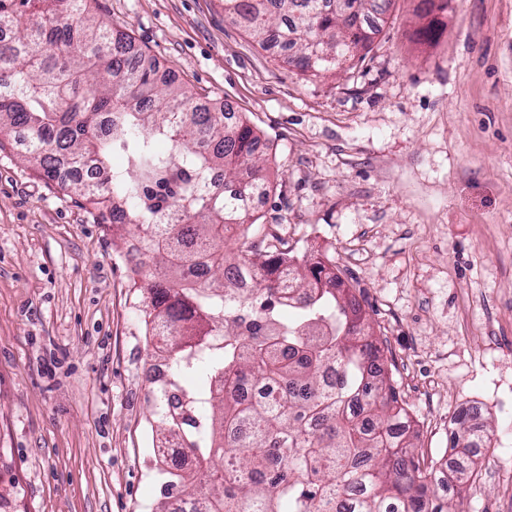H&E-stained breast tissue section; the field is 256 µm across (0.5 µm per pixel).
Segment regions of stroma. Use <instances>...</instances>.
I'll return each instance as SVG.
<instances>
[{"label": "stroma", "instance_id": "stroma-1", "mask_svg": "<svg viewBox=\"0 0 512 512\" xmlns=\"http://www.w3.org/2000/svg\"><path fill=\"white\" fill-rule=\"evenodd\" d=\"M160 79L246 117L276 231L354 288L425 467L456 458V411L490 424L512 470V0H394L365 60L309 77L260 48L224 0H97ZM113 231L0 147V512H157L163 442L144 372L156 352ZM493 474L444 497L512 512Z\"/></svg>", "mask_w": 512, "mask_h": 512}]
</instances>
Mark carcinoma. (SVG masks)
Instances as JSON below:
<instances>
[{"instance_id":"1","label":"carcinoma","mask_w":512,"mask_h":512,"mask_svg":"<svg viewBox=\"0 0 512 512\" xmlns=\"http://www.w3.org/2000/svg\"><path fill=\"white\" fill-rule=\"evenodd\" d=\"M91 0H0V141L24 135L22 159L100 212L142 232L137 285L146 335L175 369L152 403L165 440L196 459L167 472L163 495L197 512H456L435 495L441 471L415 454L399 399L356 296L327 257L311 262L277 233L226 253L259 219L248 198L270 192L267 159L248 122L159 84L131 38L95 16ZM392 0H224V13L260 46L317 75L370 50ZM29 15L23 19V15ZM114 152L127 167L94 183ZM220 172L223 182L211 184ZM250 267L259 281L238 288ZM245 380L262 395L225 396ZM461 456L448 481L474 482L489 432L458 416ZM290 459L279 472L275 460Z\"/></svg>"}]
</instances>
